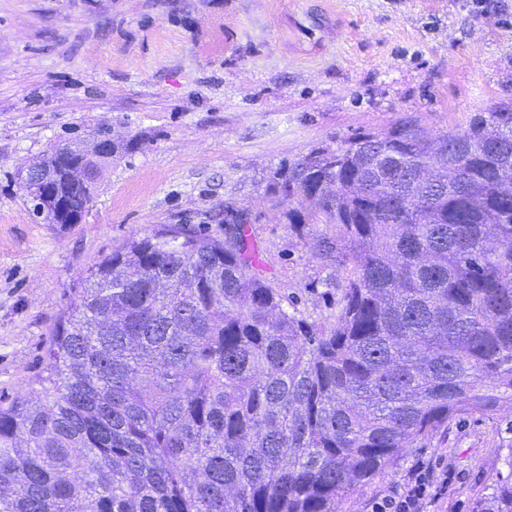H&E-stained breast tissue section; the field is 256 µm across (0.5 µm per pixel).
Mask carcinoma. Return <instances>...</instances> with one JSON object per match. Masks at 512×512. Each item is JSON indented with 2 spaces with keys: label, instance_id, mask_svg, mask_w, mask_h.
Instances as JSON below:
<instances>
[{
  "label": "carcinoma",
  "instance_id": "obj_1",
  "mask_svg": "<svg viewBox=\"0 0 512 512\" xmlns=\"http://www.w3.org/2000/svg\"><path fill=\"white\" fill-rule=\"evenodd\" d=\"M24 185L46 224L89 211L108 158ZM270 189L343 286L308 320L244 225L132 234L57 323L46 374L0 407V512H342L458 414L512 404V104L425 134L406 115L282 165ZM473 512H512L498 477Z\"/></svg>",
  "mask_w": 512,
  "mask_h": 512
}]
</instances>
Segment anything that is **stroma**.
I'll use <instances>...</instances> for the list:
<instances>
[{
	"mask_svg": "<svg viewBox=\"0 0 512 512\" xmlns=\"http://www.w3.org/2000/svg\"><path fill=\"white\" fill-rule=\"evenodd\" d=\"M512 101V0H0V404L29 391L89 269L131 233L224 232L245 212L259 264L332 327L320 224L294 229L269 177L402 115L438 134ZM111 131L78 224L36 218L20 177L56 145ZM512 405L442 424L355 489L365 512L419 463L448 486L424 512H471L511 468Z\"/></svg>",
	"mask_w": 512,
	"mask_h": 512,
	"instance_id": "stroma-1",
	"label": "stroma"
}]
</instances>
